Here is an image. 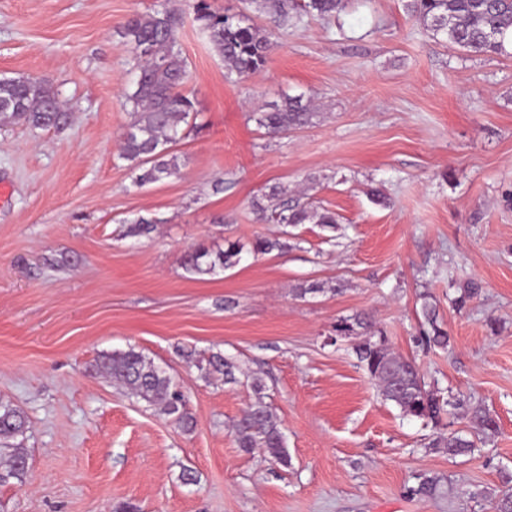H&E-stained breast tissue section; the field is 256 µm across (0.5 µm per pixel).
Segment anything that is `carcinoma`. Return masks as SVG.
Returning a JSON list of instances; mask_svg holds the SVG:
<instances>
[{"instance_id": "1", "label": "carcinoma", "mask_w": 512, "mask_h": 512, "mask_svg": "<svg viewBox=\"0 0 512 512\" xmlns=\"http://www.w3.org/2000/svg\"><path fill=\"white\" fill-rule=\"evenodd\" d=\"M341 0H303L301 8L323 19L331 18ZM261 8L277 19L288 18V0H263ZM408 12L422 22L439 41L458 47L475 56H498L512 49V0H407ZM195 20L216 53L224 59L226 77L240 78L263 68L275 46V34L245 19L228 20L211 9L207 0H196ZM180 14L163 9L131 17L120 32L123 45L138 59L133 90L126 95L132 114L122 135L119 157L140 170V185L160 181L180 171L178 156L172 153L180 139V123L195 111L194 99L183 91L188 80L187 65L177 49ZM313 116L311 100L301 95H284L272 102L256 118L259 127L270 135H286L309 124ZM68 113L61 108L57 94L44 81L24 78L0 79V120L28 124L33 127L60 126ZM280 186L268 188L260 199L252 202L259 220L267 224H337L336 214L318 210L308 204H294L282 198ZM156 220L138 216L130 221L126 234L137 236L153 230ZM288 243L278 238H258L252 246L255 254L283 252ZM242 246L225 242L224 249L209 252L189 251L184 259L186 270L197 276L214 275L232 268L241 260ZM482 285L467 281L452 299L461 310L481 294ZM419 341L429 348L447 349L451 336L439 322L436 308H422ZM373 323L356 315L353 321H342L336 331L344 336L357 335L360 341L354 351L360 365L375 380L384 400L398 407L405 417L438 425L448 408L461 409L471 427L485 435L494 434L498 424L480 407H471L463 399L451 401L441 389L428 385L416 364L395 355L384 336L371 334ZM209 370L224 376V383H237L236 364L221 354L207 360ZM106 374L131 394L160 408L186 431L193 428L187 401L174 378L143 353L130 348L105 356ZM256 400L235 423L240 448L247 453L259 451L269 459L287 466L290 458L284 436L269 406L261 396L264 384L252 380ZM27 430V418L20 410L0 405V456L5 459L0 469V483L20 480L26 473L27 454L17 438ZM432 447L450 457L467 456L474 450L471 440L459 433L439 437Z\"/></svg>"}]
</instances>
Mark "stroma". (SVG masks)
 <instances>
[{
	"instance_id": "obj_1",
	"label": "stroma",
	"mask_w": 512,
	"mask_h": 512,
	"mask_svg": "<svg viewBox=\"0 0 512 512\" xmlns=\"http://www.w3.org/2000/svg\"><path fill=\"white\" fill-rule=\"evenodd\" d=\"M193 4L0 0V77L47 82L70 114L0 122V404L29 419L28 471L0 484V512H493L512 488V56L438 42L406 0H342L330 20L290 10L265 67L229 80ZM165 8L183 14L195 111L179 174L139 187L118 157L137 71L120 31ZM284 94L315 114L273 138L256 114ZM273 184L336 228L260 223L251 202ZM141 215L153 230L127 236ZM281 235L287 251L253 254ZM228 240L238 265L186 271L189 250ZM469 279L482 292L454 310ZM426 303L448 349L418 341ZM363 313L497 433L456 460L433 450L467 419L435 427L383 401L355 337L336 333ZM131 348L175 376L192 430L103 373L105 354ZM214 353L262 379L289 465L239 448L255 394L204 376ZM426 474L436 491L409 495Z\"/></svg>"
}]
</instances>
